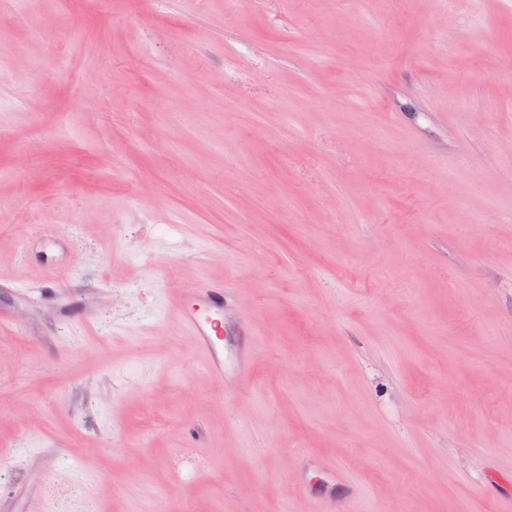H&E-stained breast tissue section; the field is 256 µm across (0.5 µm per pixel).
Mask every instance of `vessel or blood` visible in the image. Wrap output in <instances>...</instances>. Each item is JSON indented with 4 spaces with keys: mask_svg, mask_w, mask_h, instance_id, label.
Here are the masks:
<instances>
[{
    "mask_svg": "<svg viewBox=\"0 0 512 512\" xmlns=\"http://www.w3.org/2000/svg\"><path fill=\"white\" fill-rule=\"evenodd\" d=\"M179 322L203 357V370L234 390L249 379L256 317L241 308L225 283L208 280L185 289ZM232 341H225V331Z\"/></svg>",
    "mask_w": 512,
    "mask_h": 512,
    "instance_id": "b4317fda",
    "label": "vessel or blood"
}]
</instances>
